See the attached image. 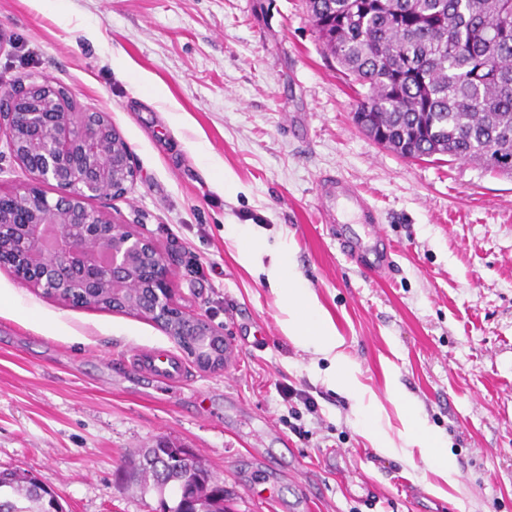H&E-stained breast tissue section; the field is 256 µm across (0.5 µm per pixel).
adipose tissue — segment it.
Instances as JSON below:
<instances>
[{
    "instance_id": "adipose-tissue-1",
    "label": "adipose tissue",
    "mask_w": 512,
    "mask_h": 512,
    "mask_svg": "<svg viewBox=\"0 0 512 512\" xmlns=\"http://www.w3.org/2000/svg\"><path fill=\"white\" fill-rule=\"evenodd\" d=\"M269 287L277 293L282 318L280 326L295 345L311 350L329 359L333 371L330 382L348 397L360 400L358 382L353 366L342 352L343 339L338 334L329 312L319 302L314 291L298 273L291 254L285 246H278L266 270ZM390 397L403 419V431L398 439H391L380 425V415L375 403H362L368 438L387 453L405 454L407 448L419 447L429 459L435 471L446 477L450 485H457L458 470L448 455V443L430 432L420 421L411 398L400 388L392 385Z\"/></svg>"
}]
</instances>
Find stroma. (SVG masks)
Listing matches in <instances>:
<instances>
[{
    "label": "stroma",
    "mask_w": 512,
    "mask_h": 512,
    "mask_svg": "<svg viewBox=\"0 0 512 512\" xmlns=\"http://www.w3.org/2000/svg\"><path fill=\"white\" fill-rule=\"evenodd\" d=\"M34 75L111 116L136 179L90 207L151 236L175 303L233 354L174 384L134 375V350L177 349L155 323L44 297L0 268V470L28 471L64 512H156L123 468L165 439L223 479L230 512H512V177L404 159L365 135L306 0H0V89ZM325 174L376 209L391 247L377 274L325 222ZM232 224L288 241L383 428H402L396 381L447 440L458 487L419 450L390 457L367 438L327 361L282 334ZM290 388L315 412H293Z\"/></svg>",
    "instance_id": "35a3bbf8"
}]
</instances>
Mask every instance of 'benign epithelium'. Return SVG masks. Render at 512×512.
I'll return each mask as SVG.
<instances>
[{"label":"benign epithelium","instance_id":"benign-epithelium-1","mask_svg":"<svg viewBox=\"0 0 512 512\" xmlns=\"http://www.w3.org/2000/svg\"><path fill=\"white\" fill-rule=\"evenodd\" d=\"M2 135L28 181L0 193V267L21 261L24 286L69 303L107 297L112 309L146 317L178 346L193 336L196 365L224 369V336L173 301L171 261L150 237L88 204L125 194L134 180L129 146L110 116L70 111L65 90L38 76L0 92ZM45 184L57 198H48Z\"/></svg>","mask_w":512,"mask_h":512}]
</instances>
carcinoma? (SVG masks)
I'll use <instances>...</instances> for the list:
<instances>
[{
	"instance_id": "cac0c4a2",
	"label": "carcinoma",
	"mask_w": 512,
	"mask_h": 512,
	"mask_svg": "<svg viewBox=\"0 0 512 512\" xmlns=\"http://www.w3.org/2000/svg\"><path fill=\"white\" fill-rule=\"evenodd\" d=\"M328 54L357 96L354 115L405 159L446 156L512 177V0H307ZM161 512H224L201 458L160 442L125 472ZM178 498L170 506L168 487ZM0 512H63L21 470L0 472Z\"/></svg>"
}]
</instances>
